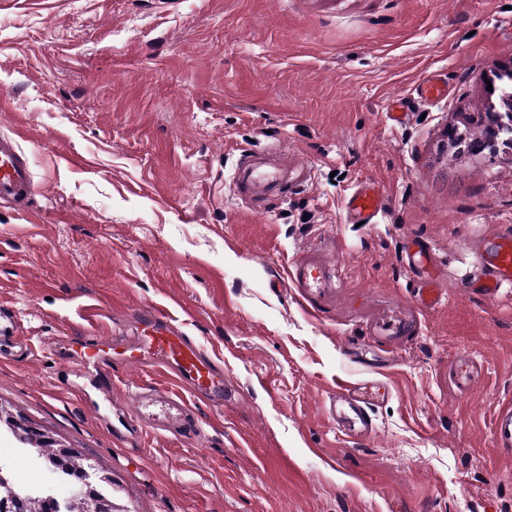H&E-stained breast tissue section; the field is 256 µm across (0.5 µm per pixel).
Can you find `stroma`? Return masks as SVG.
<instances>
[{"mask_svg": "<svg viewBox=\"0 0 512 512\" xmlns=\"http://www.w3.org/2000/svg\"><path fill=\"white\" fill-rule=\"evenodd\" d=\"M0 0V134L38 183L31 208L0 206V310L25 345L0 356V468L14 490L73 492L25 430L112 479V512H512V452L494 419L512 403V290L474 286L495 237L512 235V146L473 153L448 129L498 99L512 72V0ZM448 96L390 126L393 99L427 75ZM280 147L314 170L262 212L236 198L242 155ZM88 159L71 166L67 157ZM364 179L386 188L381 223H346ZM430 247L448 296L402 337L375 435L350 442L326 416L338 379L372 377L344 353L366 315L416 286L406 242ZM316 247L346 273L318 321L284 282ZM170 314L224 368V405L198 401L182 438L120 439L56 347L112 337L125 314ZM179 392L170 373L112 375Z\"/></svg>", "mask_w": 512, "mask_h": 512, "instance_id": "1", "label": "stroma"}]
</instances>
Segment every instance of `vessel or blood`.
Masks as SVG:
<instances>
[{
    "label": "vessel or blood",
    "mask_w": 512,
    "mask_h": 512,
    "mask_svg": "<svg viewBox=\"0 0 512 512\" xmlns=\"http://www.w3.org/2000/svg\"><path fill=\"white\" fill-rule=\"evenodd\" d=\"M448 91L440 76L424 79L417 89L421 102L432 103ZM314 176L305 164L289 163L286 154L262 152L241 157L233 172L234 192L247 207L283 199L287 190L303 186ZM36 185L28 159L17 135L0 136V204L23 212L31 204ZM346 221L376 223L386 209L385 190L375 181L360 183L346 199ZM409 268L420 276L410 303L392 310L374 311L365 324L366 335L383 341L407 335L417 314L434 310L447 300L431 268L432 253L420 247L405 253ZM345 283L340 265L321 260L312 253L296 256L287 272V288L305 312L316 315L332 308ZM512 288V236L499 237L486 266L481 288L487 300H494L502 289ZM132 337L106 339L77 334L66 342L75 370L88 383L99 374L144 365L172 372L182 386L181 396L165 389L150 394L128 395L124 403L131 414L125 425L142 421L155 430L176 436L196 432L193 400L205 399L215 406L224 404V371L217 359L203 353L193 340L172 323L165 308L154 305L138 310ZM370 397L362 383L340 379L325 407L345 435L354 440L370 438L375 426L369 414ZM494 434L500 447H512V407L501 409L495 419Z\"/></svg>",
    "instance_id": "obj_1"
}]
</instances>
